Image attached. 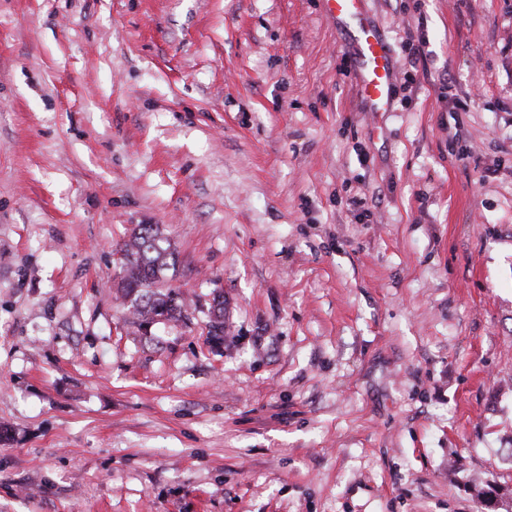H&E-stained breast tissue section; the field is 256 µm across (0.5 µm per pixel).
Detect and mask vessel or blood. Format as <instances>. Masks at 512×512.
Listing matches in <instances>:
<instances>
[{
    "label": "vessel or blood",
    "instance_id": "1",
    "mask_svg": "<svg viewBox=\"0 0 512 512\" xmlns=\"http://www.w3.org/2000/svg\"><path fill=\"white\" fill-rule=\"evenodd\" d=\"M367 2L322 0L323 14L347 34L354 48L367 111L388 112L393 106L394 57L369 16Z\"/></svg>",
    "mask_w": 512,
    "mask_h": 512
}]
</instances>
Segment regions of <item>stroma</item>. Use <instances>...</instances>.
<instances>
[{
  "label": "stroma",
  "mask_w": 512,
  "mask_h": 512,
  "mask_svg": "<svg viewBox=\"0 0 512 512\" xmlns=\"http://www.w3.org/2000/svg\"><path fill=\"white\" fill-rule=\"evenodd\" d=\"M368 8L378 115L320 0H0V512L512 489V0ZM136 224L190 325L126 320Z\"/></svg>",
  "instance_id": "stroma-1"
}]
</instances>
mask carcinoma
Instances as JSON below:
<instances>
[{
    "mask_svg": "<svg viewBox=\"0 0 512 512\" xmlns=\"http://www.w3.org/2000/svg\"><path fill=\"white\" fill-rule=\"evenodd\" d=\"M124 276L120 297L128 300L124 309L142 332L156 321L188 323L190 313L181 294L165 286L162 272L176 270L178 253L157 224L136 225L121 248ZM209 336L224 341V301L210 306Z\"/></svg>",
    "mask_w": 512,
    "mask_h": 512,
    "instance_id": "1",
    "label": "carcinoma"
}]
</instances>
